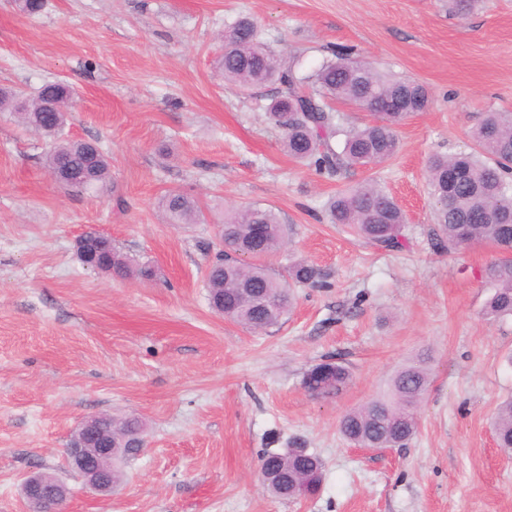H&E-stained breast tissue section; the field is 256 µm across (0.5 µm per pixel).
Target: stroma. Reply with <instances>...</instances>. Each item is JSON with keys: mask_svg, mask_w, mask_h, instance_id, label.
I'll return each mask as SVG.
<instances>
[{"mask_svg": "<svg viewBox=\"0 0 512 512\" xmlns=\"http://www.w3.org/2000/svg\"><path fill=\"white\" fill-rule=\"evenodd\" d=\"M307 74L332 52L425 84L431 107L397 128L398 154L343 180L289 157L264 107L275 85L240 92L216 69L239 15ZM62 82V130L96 142L106 187L49 173V142L0 112V512H27L23 480L51 473L65 512H512V453L490 427L512 395V317L484 314L487 244L440 253L426 167L470 151L489 112H512V0H46L41 14L0 0V87ZM375 179L406 214V245H365L329 223L324 202ZM198 199V224L164 223L159 200ZM274 208L291 244L276 274L305 259L327 287L296 291L280 326L257 333L215 312L205 272L225 211ZM96 230L155 276L86 269ZM333 355L350 385L310 396L305 371ZM425 356L428 392L405 447L370 451L339 431L349 410ZM136 415L143 452L109 494L89 489L66 448L85 419ZM308 448L320 492L283 500L260 486L265 451ZM86 234L83 238L77 241V255L81 263L88 269H92L97 272H106L104 269L105 265L98 258V251L95 250L94 242L98 237H103L104 235L95 231L89 230L85 232ZM94 249V252H91V249Z\"/></svg>", "mask_w": 512, "mask_h": 512, "instance_id": "35a3bbf8", "label": "stroma"}]
</instances>
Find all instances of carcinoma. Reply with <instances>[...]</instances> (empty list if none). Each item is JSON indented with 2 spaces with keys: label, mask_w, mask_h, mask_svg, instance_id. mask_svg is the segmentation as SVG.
<instances>
[{
  "label": "carcinoma",
  "mask_w": 512,
  "mask_h": 512,
  "mask_svg": "<svg viewBox=\"0 0 512 512\" xmlns=\"http://www.w3.org/2000/svg\"><path fill=\"white\" fill-rule=\"evenodd\" d=\"M224 82L250 89L278 85V94L265 112L284 130L283 150L295 160L314 166L320 174L336 179L352 168L377 165L393 158L399 149L396 128L407 118L425 111L430 104L427 89L410 78H392L372 63L339 54L324 61L307 76L299 75L288 61L277 56L260 39L257 23L240 17L224 32V53L218 60ZM73 97L69 86L48 83L28 98L20 90L0 87V112L13 114L26 128L50 139V169L64 165L73 178L62 182L82 188L78 176L92 169V186H103L110 166L103 154L92 162L74 140L60 137L66 113L46 111L42 104ZM333 100L353 103L371 111L376 120L346 129L342 117L330 105ZM474 148L467 153L435 156L427 167V181L435 200L436 245L442 253H457L476 244H488L496 252L484 270L490 288L486 314L512 316V113L490 112L471 131ZM160 209L170 224H196L202 215L195 198L169 191ZM331 223L348 228L361 242L377 249L402 248L405 214L396 201L373 181L337 193L327 203ZM223 249L208 267L209 302L224 318L252 330L265 331L278 325L294 302L293 288L322 286L323 274L312 263L300 260L288 268L287 276L273 273L262 259L286 245L284 225L271 207L250 206L224 214ZM117 260L111 264L117 276L149 277L150 269L137 267L134 260L104 238ZM247 254L242 262L232 254ZM351 379L345 363L329 356L313 366L303 378L305 390L317 398H333ZM429 387L422 360L400 368L387 389L340 420L339 431L354 446L378 448L404 446L418 431L416 408ZM499 448L512 451V397L503 401L492 421ZM141 421L134 417L112 418V443L118 451L112 458V476L121 482L120 463L137 456L142 448ZM261 465L275 469L274 482L263 489L284 499H299L295 486L305 472L315 474L309 496L320 490L323 464L306 448L284 452L268 451Z\"/></svg>",
  "instance_id": "1"
}]
</instances>
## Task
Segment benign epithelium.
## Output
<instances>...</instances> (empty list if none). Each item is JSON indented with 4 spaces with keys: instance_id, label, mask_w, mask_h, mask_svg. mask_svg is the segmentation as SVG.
<instances>
[{
    "instance_id": "benign-epithelium-1",
    "label": "benign epithelium",
    "mask_w": 512,
    "mask_h": 512,
    "mask_svg": "<svg viewBox=\"0 0 512 512\" xmlns=\"http://www.w3.org/2000/svg\"><path fill=\"white\" fill-rule=\"evenodd\" d=\"M101 236L89 230L77 245V255L88 269L104 271V263L94 251V242ZM106 415H96L84 420L78 433L67 449V458L86 484L97 492L109 493L114 484L105 464L112 460L114 448L112 440L97 434L100 422ZM22 493L30 507V512H63L67 499L66 488L55 478L46 474H32L22 484Z\"/></svg>"
}]
</instances>
